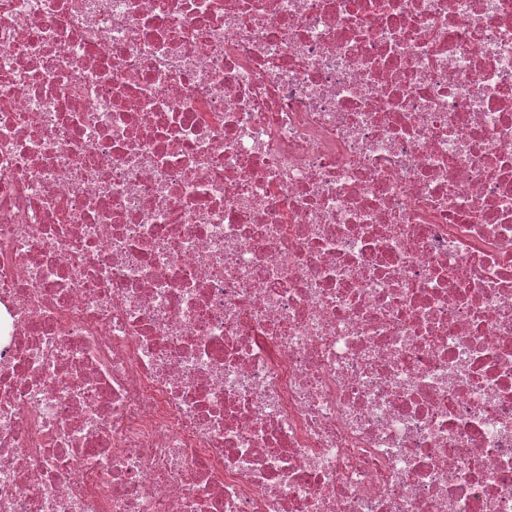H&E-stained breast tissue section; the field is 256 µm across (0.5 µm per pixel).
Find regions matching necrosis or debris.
<instances>
[{"label":"necrosis or debris","instance_id":"4bbe7bcc","mask_svg":"<svg viewBox=\"0 0 512 512\" xmlns=\"http://www.w3.org/2000/svg\"><path fill=\"white\" fill-rule=\"evenodd\" d=\"M0 512H512V0H0Z\"/></svg>","mask_w":512,"mask_h":512}]
</instances>
